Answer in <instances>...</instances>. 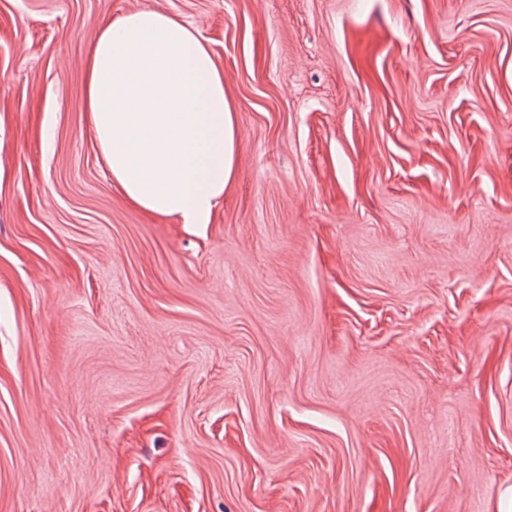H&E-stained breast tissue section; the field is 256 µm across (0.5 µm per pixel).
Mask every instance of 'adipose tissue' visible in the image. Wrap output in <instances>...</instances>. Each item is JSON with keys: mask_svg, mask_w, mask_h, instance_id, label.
Here are the masks:
<instances>
[{"mask_svg": "<svg viewBox=\"0 0 512 512\" xmlns=\"http://www.w3.org/2000/svg\"><path fill=\"white\" fill-rule=\"evenodd\" d=\"M86 112L115 184L139 210L208 224L235 174L236 114L199 32L143 6L103 25Z\"/></svg>", "mask_w": 512, "mask_h": 512, "instance_id": "adipose-tissue-1", "label": "adipose tissue"}]
</instances>
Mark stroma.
Returning <instances> with one entry per match:
<instances>
[{
  "mask_svg": "<svg viewBox=\"0 0 512 512\" xmlns=\"http://www.w3.org/2000/svg\"><path fill=\"white\" fill-rule=\"evenodd\" d=\"M145 5L224 71L208 224L86 123ZM0 512H512V0H0Z\"/></svg>",
  "mask_w": 512,
  "mask_h": 512,
  "instance_id": "35a3bbf8",
  "label": "stroma"
}]
</instances>
